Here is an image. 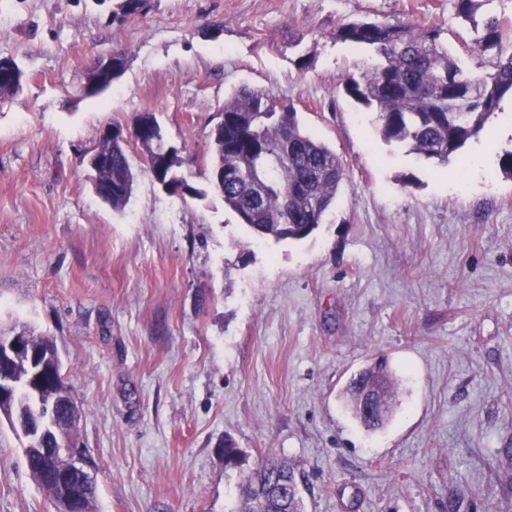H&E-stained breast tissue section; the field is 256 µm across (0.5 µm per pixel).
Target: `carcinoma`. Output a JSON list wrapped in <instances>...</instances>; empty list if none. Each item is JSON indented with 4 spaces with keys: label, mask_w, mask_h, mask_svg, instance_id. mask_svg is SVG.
<instances>
[{
    "label": "carcinoma",
    "mask_w": 512,
    "mask_h": 512,
    "mask_svg": "<svg viewBox=\"0 0 512 512\" xmlns=\"http://www.w3.org/2000/svg\"><path fill=\"white\" fill-rule=\"evenodd\" d=\"M492 0H451L454 18L473 35L448 47L445 29L411 21L386 22L357 18L336 25L333 38L365 57L342 76L343 93L376 114L386 141L404 144L409 151L440 164L448 163L470 140L479 136L489 119L512 98V16L487 8ZM220 121L211 132L208 185L224 200L257 244L301 241L310 237L336 201L346 176L341 158L324 142L304 130L292 102L278 100L269 89L240 87L224 100ZM151 124L134 120L130 137L142 151L149 171L164 186L178 188L192 198L206 191L172 171L162 157L166 144L154 113ZM116 134L98 140L94 151L112 155V168L94 175L103 201L118 210L128 201L134 182L121 126ZM33 352L22 351L11 361L18 378L47 393L37 408L28 395L0 405L12 429L36 428L35 414L54 417L42 447L24 455L25 467L41 485L38 459L61 444L71 445L80 421L79 408L65 382L53 384L62 361L54 340L24 327ZM360 381L389 397L387 365L378 363L358 372ZM346 393L356 419L376 430L386 419H368L360 409L355 379ZM237 512H304L297 475L287 461L267 454L259 458L238 485Z\"/></svg>",
    "instance_id": "obj_1"
}]
</instances>
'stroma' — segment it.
Wrapping results in <instances>:
<instances>
[{"mask_svg":"<svg viewBox=\"0 0 512 512\" xmlns=\"http://www.w3.org/2000/svg\"><path fill=\"white\" fill-rule=\"evenodd\" d=\"M120 2L0 0V58L24 73L0 99V324L54 337L96 512H234L228 441L287 458L304 512H512V101L491 146L418 158L342 94L355 57L331 38L408 18L453 47L450 0H153L118 21ZM116 49L123 73L88 95ZM242 85L294 101L345 163L305 240L250 243L207 190ZM142 112L206 197L163 190L134 145L125 207L95 194L88 151ZM382 358L400 405L369 434L339 393ZM0 512H55L5 422Z\"/></svg>","mask_w":512,"mask_h":512,"instance_id":"1","label":"stroma"}]
</instances>
